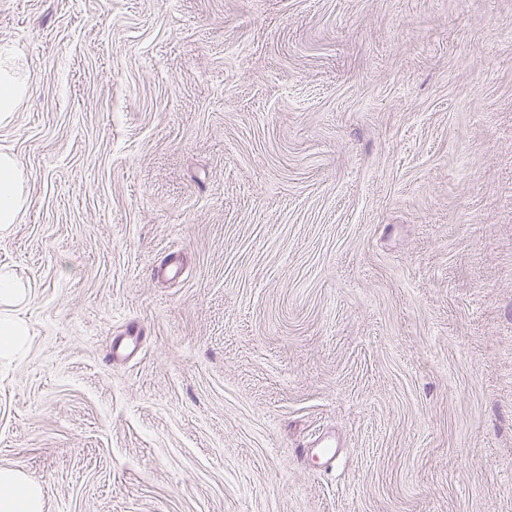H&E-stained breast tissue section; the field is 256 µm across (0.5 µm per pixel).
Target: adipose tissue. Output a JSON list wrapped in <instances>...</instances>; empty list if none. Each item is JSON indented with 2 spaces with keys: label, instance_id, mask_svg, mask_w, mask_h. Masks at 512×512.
Masks as SVG:
<instances>
[{
  "label": "adipose tissue",
  "instance_id": "adipose-tissue-1",
  "mask_svg": "<svg viewBox=\"0 0 512 512\" xmlns=\"http://www.w3.org/2000/svg\"><path fill=\"white\" fill-rule=\"evenodd\" d=\"M28 89L10 51L0 52V125L14 116L15 105ZM27 208V192L15 156L0 149V234L19 222ZM26 290L14 274L0 267V361L22 356L29 329L21 315ZM43 491L19 470L0 467V512H43Z\"/></svg>",
  "mask_w": 512,
  "mask_h": 512
}]
</instances>
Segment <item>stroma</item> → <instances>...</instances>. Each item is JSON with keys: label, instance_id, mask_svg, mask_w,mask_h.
Instances as JSON below:
<instances>
[{"label": "stroma", "instance_id": "1", "mask_svg": "<svg viewBox=\"0 0 512 512\" xmlns=\"http://www.w3.org/2000/svg\"><path fill=\"white\" fill-rule=\"evenodd\" d=\"M0 47L44 512H512V0H0ZM27 80L14 64L10 50L0 48V125L12 121L15 105L27 93Z\"/></svg>", "mask_w": 512, "mask_h": 512}]
</instances>
